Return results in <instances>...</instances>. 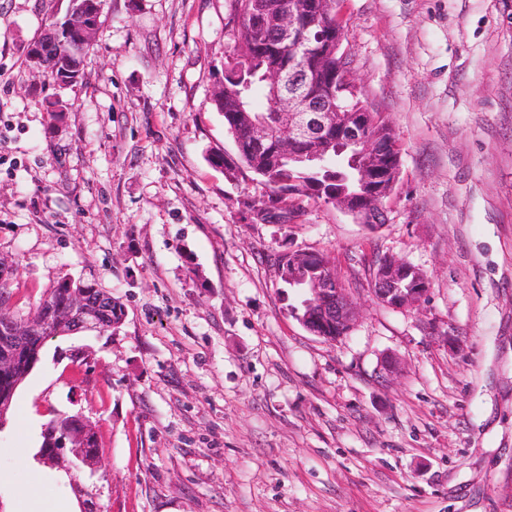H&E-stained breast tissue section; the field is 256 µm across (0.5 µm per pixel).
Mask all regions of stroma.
I'll use <instances>...</instances> for the list:
<instances>
[{"mask_svg":"<svg viewBox=\"0 0 512 512\" xmlns=\"http://www.w3.org/2000/svg\"><path fill=\"white\" fill-rule=\"evenodd\" d=\"M68 6L0 0V257L15 316L64 277L126 316L44 343L0 427V512L30 480L16 449L77 411L98 464L43 466L66 475L51 512L82 488L94 512H512V0H335L400 148L375 230L323 203L253 221L260 187L208 163L236 152L211 102L225 0H106L60 90L25 58ZM289 251L329 259L358 311L342 340L292 314ZM386 257L428 277L418 306L375 299Z\"/></svg>","mask_w":512,"mask_h":512,"instance_id":"stroma-1","label":"stroma"}]
</instances>
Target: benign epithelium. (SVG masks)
<instances>
[{
	"label": "benign epithelium",
	"mask_w": 512,
	"mask_h": 512,
	"mask_svg": "<svg viewBox=\"0 0 512 512\" xmlns=\"http://www.w3.org/2000/svg\"><path fill=\"white\" fill-rule=\"evenodd\" d=\"M104 0H70L64 19L46 27L40 39L31 45L29 55L34 71L53 69L62 84L75 82L82 73L85 52L91 47L101 26ZM277 33L283 44L299 45L296 16L287 14L276 21ZM343 39L328 41L314 49L317 57L333 50L336 53V84H323L316 69L301 72L287 70L279 58L265 60L264 76L271 86V97L278 111L281 127L286 137L281 141L279 157L290 159H315L321 156L327 141L336 136L355 147L367 161H376L385 154L377 137L370 134V122L359 112H348L339 98L335 86L360 85L345 65L347 53L342 50ZM254 146L264 147L271 138L270 127L254 122L249 127ZM399 178V168L387 167L381 183L371 186L372 201L363 204L357 200L330 198L329 203L342 209L357 224L372 229L386 221L383 199L392 191ZM286 277L290 282H301L306 287L303 312L298 314L301 325L311 334L335 342L347 335L356 318V306L340 288L333 274L325 265H310L306 252L288 253ZM430 283L425 274L405 261L387 258L374 277L373 292L376 299L392 308H412L427 295ZM97 309L72 294L64 307L43 306L26 319H17L9 312V298L0 296V369L23 370L29 354L26 342L43 337L50 327L57 331L76 333L96 330ZM77 423L71 428L50 427L44 434L43 462L58 465L64 460L67 445L77 448L78 459L87 466L97 463L98 456L86 454L88 438L94 433L89 418L79 412Z\"/></svg>",
	"instance_id": "1"
}]
</instances>
